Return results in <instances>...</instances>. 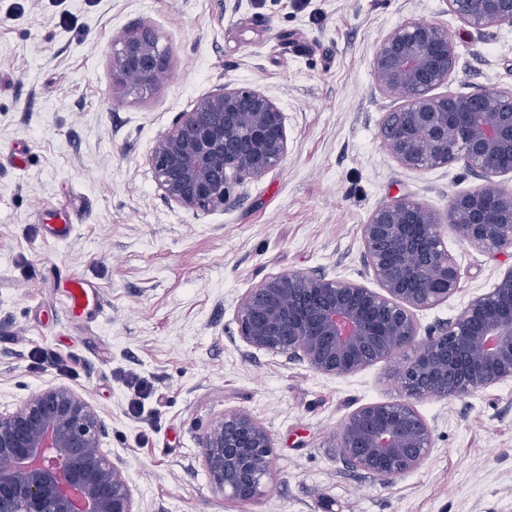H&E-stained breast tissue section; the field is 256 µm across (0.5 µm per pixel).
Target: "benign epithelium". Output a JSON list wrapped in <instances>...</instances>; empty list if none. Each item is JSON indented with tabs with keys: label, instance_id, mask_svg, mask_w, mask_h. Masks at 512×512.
I'll return each instance as SVG.
<instances>
[{
	"label": "benign epithelium",
	"instance_id": "benign-epithelium-1",
	"mask_svg": "<svg viewBox=\"0 0 512 512\" xmlns=\"http://www.w3.org/2000/svg\"><path fill=\"white\" fill-rule=\"evenodd\" d=\"M471 28L512 24V0H443ZM112 53V86L130 73L152 87L164 76L156 38L126 33ZM457 54L448 30L408 20L387 32L372 61L374 86L400 106L380 132L398 164L411 171L461 163L484 183L456 195L448 224L459 241L481 250L512 247V88L437 95ZM288 153L286 118L261 91L220 86L197 99L161 135L150 164L164 197L179 208L210 211L235 185L256 179ZM440 219L404 197L379 205L362 227L364 256L380 290L306 272L272 275L241 296L238 335L249 347L303 361L344 377L415 344V313L458 289L460 269L445 248ZM512 270L472 298L449 326L428 334L405 368L406 399L367 404L344 423L340 444L354 466L389 482L419 467L432 431L414 406L428 396L477 391L512 380ZM105 434L96 410L66 386H48L11 411H0V512H138L121 468L100 452ZM215 487L254 497L271 473L273 441L242 412L224 414L199 441Z\"/></svg>",
	"mask_w": 512,
	"mask_h": 512
}]
</instances>
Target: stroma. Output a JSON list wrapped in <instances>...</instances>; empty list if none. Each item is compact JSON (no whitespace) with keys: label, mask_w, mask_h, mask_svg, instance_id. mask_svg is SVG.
<instances>
[{"label":"stroma","mask_w":512,"mask_h":512,"mask_svg":"<svg viewBox=\"0 0 512 512\" xmlns=\"http://www.w3.org/2000/svg\"><path fill=\"white\" fill-rule=\"evenodd\" d=\"M408 19L456 46L440 93L512 88V25L463 26L444 0H0V409L49 385L80 392L139 512H512V381L415 401L433 447L385 482L345 461L340 430L360 406L404 399L419 346L334 377L237 333L240 297L272 274L378 289L361 228L395 197L442 218L460 266L457 292L417 312L420 334L512 269V247H469L446 222L480 179L459 163L406 170L381 138L397 102L375 89L372 58ZM139 28L168 50V74L113 92V43ZM222 84L278 103L288 153L224 206L187 211L165 200L149 157ZM73 276L89 289L76 318L62 306ZM230 411L274 444L246 503L216 489L199 454Z\"/></svg>","instance_id":"35a3bbf8"}]
</instances>
